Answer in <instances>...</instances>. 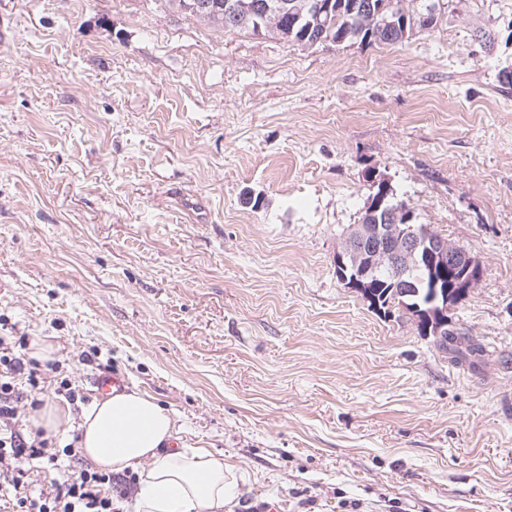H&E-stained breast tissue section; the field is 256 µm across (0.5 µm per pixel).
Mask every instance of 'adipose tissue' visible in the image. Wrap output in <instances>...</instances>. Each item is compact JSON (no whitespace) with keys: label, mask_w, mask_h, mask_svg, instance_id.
<instances>
[{"label":"adipose tissue","mask_w":512,"mask_h":512,"mask_svg":"<svg viewBox=\"0 0 512 512\" xmlns=\"http://www.w3.org/2000/svg\"><path fill=\"white\" fill-rule=\"evenodd\" d=\"M175 434L172 415L133 389L90 405L79 445L100 470L137 472L135 512H224L237 488L223 455L204 448L166 451Z\"/></svg>","instance_id":"obj_1"}]
</instances>
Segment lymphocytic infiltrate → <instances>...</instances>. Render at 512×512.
<instances>
[{"label":"lymphocytic infiltrate","mask_w":512,"mask_h":512,"mask_svg":"<svg viewBox=\"0 0 512 512\" xmlns=\"http://www.w3.org/2000/svg\"><path fill=\"white\" fill-rule=\"evenodd\" d=\"M22 400L13 383L0 380V512H120L110 474L62 472L45 431H19ZM28 457L42 459L47 479L36 494L28 489L20 465Z\"/></svg>","instance_id":"1"}]
</instances>
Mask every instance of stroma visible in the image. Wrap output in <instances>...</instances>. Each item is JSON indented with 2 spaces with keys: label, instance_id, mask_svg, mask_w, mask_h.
I'll return each mask as SVG.
<instances>
[{
  "label": "stroma",
  "instance_id": "stroma-1",
  "mask_svg": "<svg viewBox=\"0 0 512 512\" xmlns=\"http://www.w3.org/2000/svg\"><path fill=\"white\" fill-rule=\"evenodd\" d=\"M0 30V336L50 347L54 437L107 369L223 453L229 512H512V0L393 45L163 0H0ZM372 172L480 261L448 312L479 354L337 279Z\"/></svg>",
  "mask_w": 512,
  "mask_h": 512
}]
</instances>
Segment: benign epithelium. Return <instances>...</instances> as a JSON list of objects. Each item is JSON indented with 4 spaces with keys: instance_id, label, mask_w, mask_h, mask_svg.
Here are the masks:
<instances>
[{
    "instance_id": "1",
    "label": "benign epithelium",
    "mask_w": 512,
    "mask_h": 512,
    "mask_svg": "<svg viewBox=\"0 0 512 512\" xmlns=\"http://www.w3.org/2000/svg\"><path fill=\"white\" fill-rule=\"evenodd\" d=\"M256 16L255 29L282 28V22L293 19L288 4L276 11L242 13L224 5V24L236 27ZM381 203L368 199L364 206L367 221H359L344 236L334 256L336 276L347 287L371 301V280L376 270L385 268L392 274V296L385 305L375 303L374 309L387 316L398 309L410 314L415 323L427 325V335L436 344L448 346V309L468 295L479 279L482 269L478 261L447 238L434 233L425 224L400 222L397 210L388 209L379 215ZM452 268V286L440 285L435 277L423 279L414 272L436 267Z\"/></svg>"
}]
</instances>
